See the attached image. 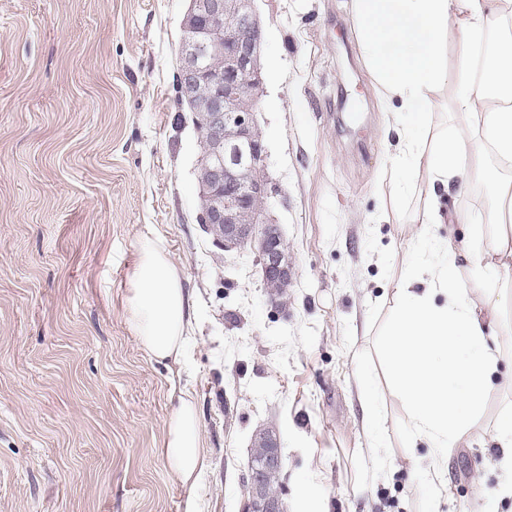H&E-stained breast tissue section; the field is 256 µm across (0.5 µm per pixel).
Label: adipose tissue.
<instances>
[{
    "instance_id": "1",
    "label": "adipose tissue",
    "mask_w": 512,
    "mask_h": 512,
    "mask_svg": "<svg viewBox=\"0 0 512 512\" xmlns=\"http://www.w3.org/2000/svg\"><path fill=\"white\" fill-rule=\"evenodd\" d=\"M361 61L397 135L391 196L417 189L414 264L397 281L384 351L413 439L446 456L481 415L501 359L488 324L512 271V0H351ZM483 184L492 229L475 259L435 224L463 223L447 200ZM127 302L137 339L157 361L179 362L192 304L165 248L147 239ZM196 400L178 396L165 427L171 473L193 484L205 468ZM490 441L502 453L498 494L512 497V414Z\"/></svg>"
}]
</instances>
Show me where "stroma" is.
Returning <instances> with one entry per match:
<instances>
[{"label":"stroma","instance_id":"stroma-1","mask_svg":"<svg viewBox=\"0 0 512 512\" xmlns=\"http://www.w3.org/2000/svg\"><path fill=\"white\" fill-rule=\"evenodd\" d=\"M187 7L0 0V512H184L191 497L242 512L264 430L286 512H480L500 484L487 435L512 410V273L484 410L433 461L380 353L417 200L378 190L392 147L350 0H255L269 217L295 267L282 295L254 250H221L198 222L199 147L176 81ZM147 238L194 302L177 364L143 351L127 309ZM183 392L208 462L192 486L162 448Z\"/></svg>","mask_w":512,"mask_h":512}]
</instances>
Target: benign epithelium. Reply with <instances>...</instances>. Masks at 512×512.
Wrapping results in <instances>:
<instances>
[{"instance_id": "1", "label": "benign epithelium", "mask_w": 512, "mask_h": 512, "mask_svg": "<svg viewBox=\"0 0 512 512\" xmlns=\"http://www.w3.org/2000/svg\"><path fill=\"white\" fill-rule=\"evenodd\" d=\"M181 27L179 88L193 123L205 126L214 144L199 156V167L208 172V182L200 185L199 223L225 251L254 246L263 282L290 280L294 268L288 247L278 226L262 219L270 188L248 177L266 153L256 121L263 31L254 0H189ZM200 47L220 56L223 69H205ZM282 468L276 450L264 465L249 466L247 512L255 504L260 512H284L281 498L266 495V476Z\"/></svg>"}]
</instances>
